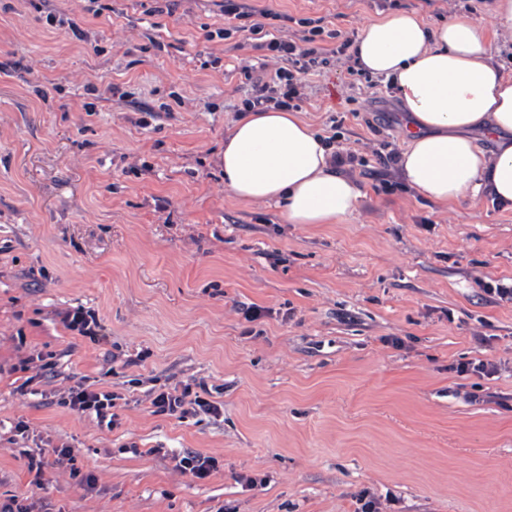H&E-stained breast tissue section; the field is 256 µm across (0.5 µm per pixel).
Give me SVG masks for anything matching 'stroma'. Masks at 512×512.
<instances>
[{
  "label": "stroma",
  "mask_w": 512,
  "mask_h": 512,
  "mask_svg": "<svg viewBox=\"0 0 512 512\" xmlns=\"http://www.w3.org/2000/svg\"><path fill=\"white\" fill-rule=\"evenodd\" d=\"M398 2L430 24L495 23L490 0ZM256 5L350 38L383 13L378 0ZM152 6L0 0V498L34 512H355L367 491L380 512H512V303L480 289L512 281V209L443 210L409 189L382 162L403 146V115L343 56L309 78L299 114L355 155L358 210L286 224L236 201L217 156L263 53L251 35L216 37L217 0ZM252 303L266 311L254 322ZM78 307L99 340L62 324ZM478 360L495 372L456 373ZM77 382L118 394L119 427L59 405ZM187 384L218 391L223 416L153 413L152 392ZM65 445L75 463L51 456ZM40 448L39 489L25 453ZM184 448L218 469L181 474Z\"/></svg>",
  "instance_id": "obj_1"
}]
</instances>
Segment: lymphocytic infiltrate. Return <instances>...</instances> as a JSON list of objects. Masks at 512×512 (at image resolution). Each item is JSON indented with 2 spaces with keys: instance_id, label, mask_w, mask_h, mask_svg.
Instances as JSON below:
<instances>
[{
  "instance_id": "lymphocytic-infiltrate-1",
  "label": "lymphocytic infiltrate",
  "mask_w": 512,
  "mask_h": 512,
  "mask_svg": "<svg viewBox=\"0 0 512 512\" xmlns=\"http://www.w3.org/2000/svg\"><path fill=\"white\" fill-rule=\"evenodd\" d=\"M222 12L224 37L241 32L260 36L261 49L276 64L269 77L252 81L243 101L252 110L271 106L299 109L308 78L320 74L333 57L346 55L352 45L351 39L341 40L336 32L326 31L319 17L296 19L286 13L255 8L248 0H223ZM293 25L298 28L294 34L289 31ZM115 400L111 391L78 383L68 388L61 403L72 413L94 415L98 423L113 427L118 423ZM151 405L157 414L182 417L200 413L217 416L224 409L223 403L214 400L210 389L189 386L177 394L157 392Z\"/></svg>"
}]
</instances>
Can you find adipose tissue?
<instances>
[{
	"instance_id": "adipose-tissue-1",
	"label": "adipose tissue",
	"mask_w": 512,
	"mask_h": 512,
	"mask_svg": "<svg viewBox=\"0 0 512 512\" xmlns=\"http://www.w3.org/2000/svg\"><path fill=\"white\" fill-rule=\"evenodd\" d=\"M496 29L467 13L437 25L394 11L365 24L351 53L384 78L405 114L401 180L441 208L465 198L512 209V75L494 59L496 33H512V0H493ZM493 135L485 153L475 135ZM297 113L250 112L224 135V186L247 204H274L288 224H341L363 193Z\"/></svg>"
}]
</instances>
